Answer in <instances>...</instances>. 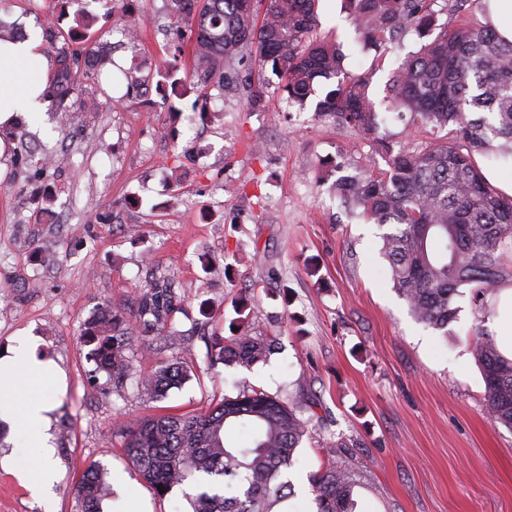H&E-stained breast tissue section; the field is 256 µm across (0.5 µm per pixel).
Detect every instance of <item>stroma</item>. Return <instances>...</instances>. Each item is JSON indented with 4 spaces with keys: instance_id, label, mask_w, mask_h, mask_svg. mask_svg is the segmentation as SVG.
Returning a JSON list of instances; mask_svg holds the SVG:
<instances>
[{
    "instance_id": "1",
    "label": "stroma",
    "mask_w": 512,
    "mask_h": 512,
    "mask_svg": "<svg viewBox=\"0 0 512 512\" xmlns=\"http://www.w3.org/2000/svg\"><path fill=\"white\" fill-rule=\"evenodd\" d=\"M87 7L90 41L142 87L131 95L119 85L108 101L81 64L71 73L66 123L48 107L0 129V351L35 337L37 357L66 375L51 414L58 480L36 496L0 466V512H79L75 486L92 461L109 485L102 512H114L126 484L149 512H192L197 484L162 497L135 474L122 452L126 427L162 410L198 413L252 389L314 414L288 473L295 512H313L310 477L332 462L352 475L355 512H512V430L486 416L470 349L475 326L495 333L497 296L481 313L470 294L456 297L447 333L417 323L392 287L381 227L349 216L320 178L324 159L347 174L379 172L381 152L315 118L310 105L279 100L252 111L246 87L272 73L250 56L200 94L161 90L167 61L179 78L192 74L191 48L166 0H115L110 13L86 0H0V22L41 39L53 60L81 52L68 31ZM53 13L59 32L49 44L43 21ZM125 14L140 27L137 41L121 33ZM318 19L316 36L341 45L346 69L371 72V97L387 114L380 135L398 147L431 142L384 102L392 72L419 50L418 34L402 35L378 66L344 0H320ZM92 99L104 108L90 123L82 104ZM48 153L67 164L42 168ZM48 189L49 209L41 202ZM134 224L141 236L129 234ZM163 278L183 302L154 335L151 356L127 351L128 373L113 379L98 370L83 330L114 307L138 325L143 293ZM242 299L250 334L274 341L268 360L249 369L224 365L213 348L231 336ZM176 361L189 376L163 399L141 389L142 377Z\"/></svg>"
}]
</instances>
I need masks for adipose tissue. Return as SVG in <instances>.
<instances>
[{"instance_id": "1", "label": "adipose tissue", "mask_w": 512, "mask_h": 512, "mask_svg": "<svg viewBox=\"0 0 512 512\" xmlns=\"http://www.w3.org/2000/svg\"><path fill=\"white\" fill-rule=\"evenodd\" d=\"M50 72L39 41L0 38V125L43 112ZM32 344L22 338L19 347L0 356V420L10 425L14 445L24 453L15 467L17 479L38 490L56 480L50 413L66 377L53 363L37 360Z\"/></svg>"}]
</instances>
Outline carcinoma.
I'll return each mask as SVG.
<instances>
[{
  "instance_id": "carcinoma-1",
  "label": "carcinoma",
  "mask_w": 512,
  "mask_h": 512,
  "mask_svg": "<svg viewBox=\"0 0 512 512\" xmlns=\"http://www.w3.org/2000/svg\"><path fill=\"white\" fill-rule=\"evenodd\" d=\"M437 0H346L364 47L381 53L413 29L434 38L408 56L388 85L389 109L408 112L411 125L446 137L415 151L379 140V115L369 96V77L344 68L336 44L313 37L318 0H167L170 17L184 26L198 82L224 78L243 52L255 50L278 78L273 95L288 105L314 104V116L371 138L387 169L376 176L341 175L333 192L350 211L391 231L381 235L393 288L414 318L448 331L456 319L455 297L470 291L475 309L487 295L512 288V195L493 187L476 160L491 152L512 154V41L490 22L488 0H454L455 17L439 22ZM71 64L58 58L50 98L70 95ZM196 82V83H198ZM196 83L174 80L181 97ZM501 141L495 146L493 142ZM176 295L165 284L149 288L139 306L143 326L135 334L119 312L88 322L84 336L95 345L97 367L119 379L125 352L152 351L148 335L167 323ZM271 342L240 332L218 346L228 365L250 368L270 354ZM471 349L481 368L488 418L512 429V358L480 326ZM178 362L141 379L148 394L164 397L186 379ZM311 419L261 390L225 397L188 416L158 414L127 427L123 450L155 490L171 493L194 479L211 490L192 500L193 512H274L291 496L285 480ZM107 483L98 465L77 485L81 512H100ZM316 512H354V480L332 463L310 479Z\"/></svg>"
}]
</instances>
